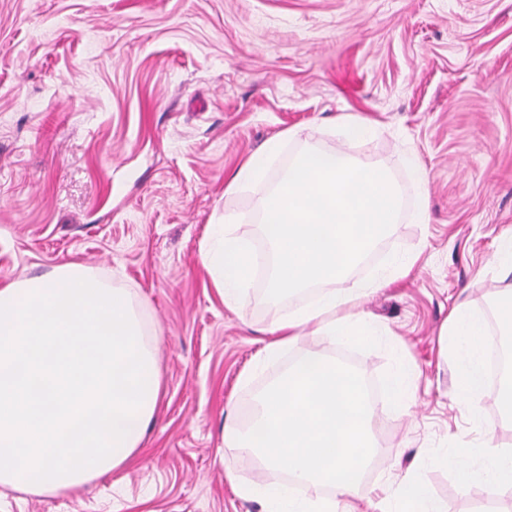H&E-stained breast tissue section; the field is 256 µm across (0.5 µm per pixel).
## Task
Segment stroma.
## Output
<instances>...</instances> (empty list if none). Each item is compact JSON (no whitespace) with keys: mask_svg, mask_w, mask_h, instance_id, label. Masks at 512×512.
<instances>
[{"mask_svg":"<svg viewBox=\"0 0 512 512\" xmlns=\"http://www.w3.org/2000/svg\"><path fill=\"white\" fill-rule=\"evenodd\" d=\"M345 114L378 124L345 148L385 166L403 197L349 282L392 255L420 260L359 306L384 336L308 337L255 368L272 326L311 294L272 301L255 281L225 307L201 255L228 213L265 246L258 200L305 147L341 145ZM291 129L302 136L265 182L226 193ZM410 153L430 173L423 224ZM510 233L512 0H0V285L85 266L129 295L162 382L130 462L72 492L0 485V512H263L239 487L284 475L225 447L224 423L314 347L377 381L400 357L418 373L402 410L376 408L364 512L405 472L444 512H501L511 496L461 487L437 461L462 444L512 447L499 386L471 415L440 332L458 304L484 312L512 293L495 259Z\"/></svg>","mask_w":512,"mask_h":512,"instance_id":"35a3bbf8","label":"stroma"}]
</instances>
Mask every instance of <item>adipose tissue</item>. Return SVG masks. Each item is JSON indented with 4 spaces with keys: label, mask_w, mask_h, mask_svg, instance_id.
I'll return each instance as SVG.
<instances>
[{
    "label": "adipose tissue",
    "mask_w": 512,
    "mask_h": 512,
    "mask_svg": "<svg viewBox=\"0 0 512 512\" xmlns=\"http://www.w3.org/2000/svg\"><path fill=\"white\" fill-rule=\"evenodd\" d=\"M300 130L289 131L297 139ZM284 138V139H287ZM273 138L249 155L226 185L240 192L263 182L283 148ZM259 222L266 240L275 248L268 294L271 298L305 290L315 291L313 302L279 321L274 336L265 342L258 361L274 358L298 339L328 334L366 341L379 328L356 311L366 290L379 289L406 276L417 256H393L378 270L367 288H343L340 280L380 241L402 211L400 189L389 170L362 162L337 147L300 151L280 180L259 201ZM217 232L203 252V263L216 274L214 286L225 304L234 303L251 277L254 256L246 239L229 225ZM486 323L469 306H456L441 334L456 364L458 394L477 404L485 386V353L481 338ZM470 449L458 448L449 459L458 483H483L512 492V448H484L476 464H469ZM383 512H444L438 501L414 476L405 474L386 489Z\"/></svg>",
    "instance_id": "1"
}]
</instances>
